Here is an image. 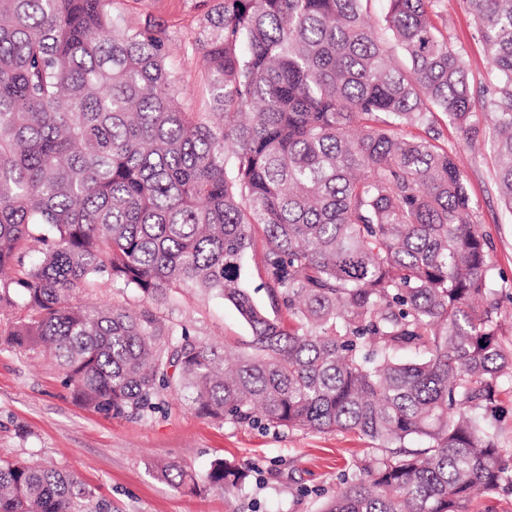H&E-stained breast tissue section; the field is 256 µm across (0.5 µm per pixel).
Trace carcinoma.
<instances>
[{"label": "carcinoma", "instance_id": "cac0c4a2", "mask_svg": "<svg viewBox=\"0 0 512 512\" xmlns=\"http://www.w3.org/2000/svg\"><path fill=\"white\" fill-rule=\"evenodd\" d=\"M122 2L0 0V343L51 351L110 417H142L170 389L216 422L368 438L380 455L323 512H466L477 492L512 494L486 427L512 348L436 129L442 113L471 141L484 111L512 219V0H465L495 74L486 102L430 0H387L397 62L370 0H203L206 112L178 104L168 27L126 24ZM256 249L265 305L245 286ZM100 275L141 307L76 303ZM181 292L231 303L249 340L168 323ZM160 476L196 484L178 463ZM245 478L221 460L208 474L224 491ZM89 497L70 472L0 463V512H92Z\"/></svg>", "mask_w": 512, "mask_h": 512}]
</instances>
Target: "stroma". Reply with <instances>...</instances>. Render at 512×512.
<instances>
[{
  "label": "stroma",
  "instance_id": "obj_1",
  "mask_svg": "<svg viewBox=\"0 0 512 512\" xmlns=\"http://www.w3.org/2000/svg\"><path fill=\"white\" fill-rule=\"evenodd\" d=\"M200 0H125L128 24L145 15L164 21L173 33L170 63L177 97L189 112L207 109L201 73L190 41L201 14ZM433 23L463 53L474 96L491 86L494 74L475 37L463 0H430ZM441 140L455 150L474 205L478 228L490 246L493 284L504 313H512V220L502 209L487 125L475 147L440 120ZM81 300L136 310L134 289L98 277ZM167 318L186 324L215 343L247 340L250 331L234 306L200 294L180 297ZM49 353L0 345V458L34 460L72 471L101 512H322L341 479L375 456L373 444L348 431L286 430L215 423L194 414L174 393L161 398L159 412L144 418H110L79 404ZM248 469L245 482L224 493L210 488L215 460ZM176 462L191 471L196 490L177 488L158 470Z\"/></svg>",
  "mask_w": 512,
  "mask_h": 512
}]
</instances>
